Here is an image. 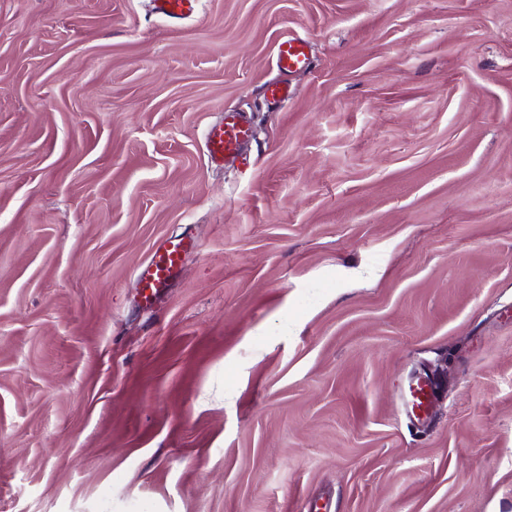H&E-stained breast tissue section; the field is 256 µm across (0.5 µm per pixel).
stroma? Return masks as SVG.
Segmentation results:
<instances>
[{"label":"stroma","instance_id":"1","mask_svg":"<svg viewBox=\"0 0 512 512\" xmlns=\"http://www.w3.org/2000/svg\"><path fill=\"white\" fill-rule=\"evenodd\" d=\"M0 512H512V0H0ZM199 0H152L154 14L172 21L189 19L196 15ZM275 65L283 73L294 72L309 67L311 58L308 45L300 36H286L276 47ZM250 137L248 121L238 112H225L219 122L205 131L204 146L208 162L216 167L234 162ZM185 252L182 241H166L155 250L140 272L144 288L148 289L151 295L168 285L170 278L183 262ZM433 397V385L426 378L418 376L409 382L407 405L416 420L421 421L427 415Z\"/></svg>","mask_w":512,"mask_h":512}]
</instances>
